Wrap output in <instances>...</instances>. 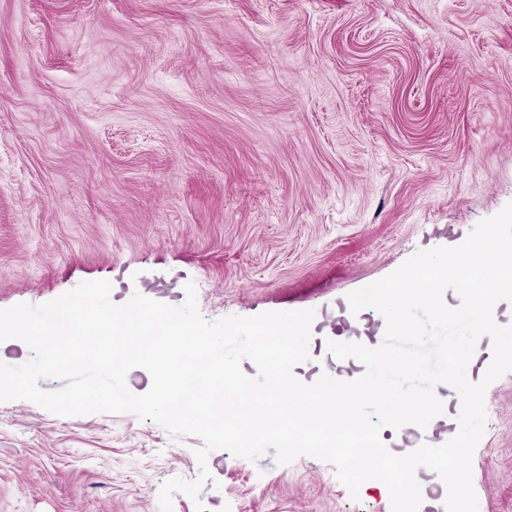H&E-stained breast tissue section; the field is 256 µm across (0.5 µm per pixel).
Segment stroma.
I'll return each instance as SVG.
<instances>
[{
    "label": "stroma",
    "instance_id": "1",
    "mask_svg": "<svg viewBox=\"0 0 512 512\" xmlns=\"http://www.w3.org/2000/svg\"><path fill=\"white\" fill-rule=\"evenodd\" d=\"M512 203V0H0V309L105 279L200 313L314 311ZM478 512H512V372ZM194 436L0 402V512H160ZM207 512H392L334 467L210 453Z\"/></svg>",
    "mask_w": 512,
    "mask_h": 512
}]
</instances>
